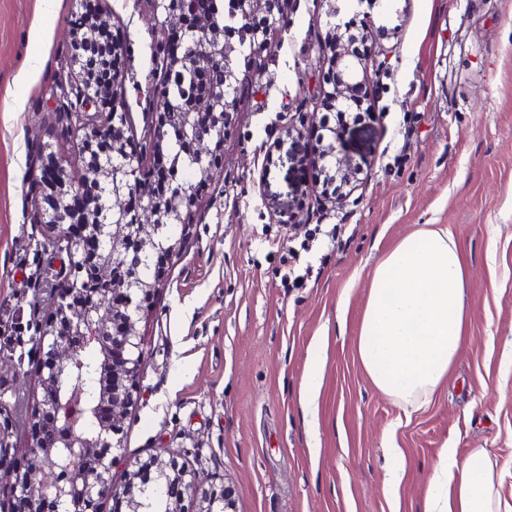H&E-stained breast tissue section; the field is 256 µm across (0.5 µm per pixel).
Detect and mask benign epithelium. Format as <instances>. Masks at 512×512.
<instances>
[{"label":"benign epithelium","mask_w":512,"mask_h":512,"mask_svg":"<svg viewBox=\"0 0 512 512\" xmlns=\"http://www.w3.org/2000/svg\"><path fill=\"white\" fill-rule=\"evenodd\" d=\"M150 2L161 38L150 45L155 68L145 87L147 134L134 135L123 104L126 46L96 37L109 27L107 10L73 0L67 73L55 104H65L61 132L79 138L81 179L71 181L45 155L46 146L32 149L31 221L41 226L44 244L64 246L69 268L55 276L51 321L37 328L43 399L31 437L38 465L35 474L15 478L14 512H100L109 497L113 512H150L151 493L163 499L164 512H185L186 500L195 503L192 512H236L231 489L205 483L173 457L129 464L121 490L112 484V469L122 457V421L139 386L141 314L154 302L162 265L181 255L200 191L224 167L230 115L271 48L272 31L286 26L288 0H234L241 31L196 0ZM341 41L330 27L323 52L334 68L331 88L312 98L313 110L299 112V122L358 96L355 73L375 55L368 49L347 60ZM183 72L193 80L180 96H168L165 87ZM173 125L196 165L190 181L164 175L167 188L159 192L144 159L167 150ZM339 144L333 131L317 154L333 160L332 182L342 189L359 166L337 156Z\"/></svg>","instance_id":"obj_1"}]
</instances>
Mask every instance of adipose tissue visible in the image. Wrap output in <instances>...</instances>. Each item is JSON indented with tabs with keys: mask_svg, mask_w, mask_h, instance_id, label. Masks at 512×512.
Listing matches in <instances>:
<instances>
[{
	"mask_svg": "<svg viewBox=\"0 0 512 512\" xmlns=\"http://www.w3.org/2000/svg\"><path fill=\"white\" fill-rule=\"evenodd\" d=\"M468 271L452 233L427 227L404 237L375 267L356 349L372 384L405 413L420 410L446 379L466 340ZM501 473L481 448H441L423 512H512Z\"/></svg>",
	"mask_w": 512,
	"mask_h": 512,
	"instance_id": "adipose-tissue-1",
	"label": "adipose tissue"
}]
</instances>
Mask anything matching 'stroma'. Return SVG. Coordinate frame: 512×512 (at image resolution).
Returning a JSON list of instances; mask_svg holds the SVG:
<instances>
[{
  "label": "stroma",
  "mask_w": 512,
  "mask_h": 512,
  "mask_svg": "<svg viewBox=\"0 0 512 512\" xmlns=\"http://www.w3.org/2000/svg\"><path fill=\"white\" fill-rule=\"evenodd\" d=\"M128 46L124 101L135 135L154 67L148 0H106ZM353 0H290L288 26L239 95L224 167L203 192L180 258L143 315L142 374L124 421L128 457L177 456L230 485L237 512H423L441 448H482L512 502V0H374L369 45L379 63L358 73L371 116L345 118L342 157L360 162L350 196L279 211L315 194L304 169L320 123L288 136V121L329 79L321 53L331 8ZM71 0H0V422L12 467L0 470V512L16 472H33L31 418L42 400L35 328L66 253L43 243L25 198L28 150L48 144L72 177L83 163L61 135L53 98L64 70ZM447 226L469 267L468 339L432 401L412 416L372 384L356 352L371 277L422 225ZM324 234L302 254L317 273L281 284L277 243ZM337 229L335 239L327 230ZM318 371L313 410L303 382ZM404 453L396 498L382 486Z\"/></svg>",
  "instance_id": "stroma-1"
}]
</instances>
